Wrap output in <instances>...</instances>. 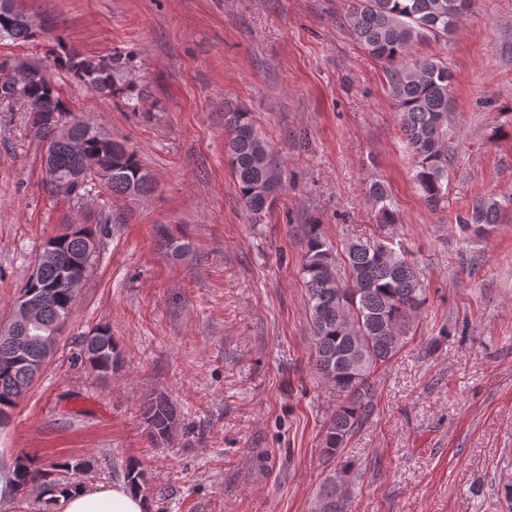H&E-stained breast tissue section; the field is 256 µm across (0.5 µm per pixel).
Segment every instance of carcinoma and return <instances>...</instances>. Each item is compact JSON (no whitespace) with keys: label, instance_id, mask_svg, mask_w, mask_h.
Returning <instances> with one entry per match:
<instances>
[{"label":"carcinoma","instance_id":"cac0c4a2","mask_svg":"<svg viewBox=\"0 0 512 512\" xmlns=\"http://www.w3.org/2000/svg\"><path fill=\"white\" fill-rule=\"evenodd\" d=\"M452 0H352L347 12L349 31L373 58L390 65L393 105L400 116V132L412 158L413 180L427 207L441 212L448 206V122L452 110L448 88L451 73L437 57L407 60L404 52L415 39L432 35L447 38L461 14ZM39 26L22 12L9 24L0 21V39L28 43ZM56 63L88 90L102 97L123 95L134 100L124 83V67L117 58L94 59L77 54L57 38ZM20 103L29 112L32 129L46 145L45 159L52 177L51 192L81 202L91 186L101 183L112 195L139 200L153 193L155 183L133 149L116 141L77 116L37 62H0V105ZM227 120L224 151L239 197L251 222L263 223L276 204L281 180L267 157L266 142L250 114L239 108L224 109ZM368 194L375 202L379 228L395 223L383 185L374 183ZM512 207V193L476 199L471 209L456 216L461 231L473 239L489 237ZM98 224H68L53 236V260L40 267L35 284L25 283L36 302L37 319L8 326L0 334V423L33 381L29 363L42 357L45 340L60 335L75 303L71 282H84L93 266L100 242ZM301 273L311 319V356L315 375L336 392V408L323 438L322 456L336 460L338 449L375 412V372L406 343L411 323L426 302L421 272L407 258L402 245L378 236L350 239L343 244L342 259L349 280L336 274L337 254L323 225H304L301 238ZM80 341L81 359L100 378L112 377L120 356L107 326ZM149 436L164 443L174 425L168 397L158 393L147 399L143 411ZM87 466L81 458L48 461L39 466L18 462L15 486L33 485L55 501L75 486L71 475ZM130 489L144 490V471L136 463L126 470Z\"/></svg>","mask_w":512,"mask_h":512}]
</instances>
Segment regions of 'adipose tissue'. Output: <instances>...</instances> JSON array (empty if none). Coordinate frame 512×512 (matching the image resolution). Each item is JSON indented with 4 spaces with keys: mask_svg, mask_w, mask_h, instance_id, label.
<instances>
[{
    "mask_svg": "<svg viewBox=\"0 0 512 512\" xmlns=\"http://www.w3.org/2000/svg\"><path fill=\"white\" fill-rule=\"evenodd\" d=\"M62 512H146L141 495L122 484L95 486L79 485L61 496Z\"/></svg>",
    "mask_w": 512,
    "mask_h": 512,
    "instance_id": "ef3b65f1",
    "label": "adipose tissue"
}]
</instances>
